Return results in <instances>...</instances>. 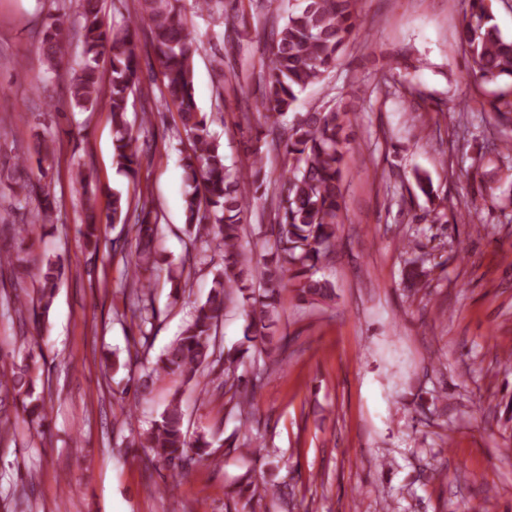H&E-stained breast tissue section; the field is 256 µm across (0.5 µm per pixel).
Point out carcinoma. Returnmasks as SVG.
<instances>
[{
  "instance_id": "cac0c4a2",
  "label": "carcinoma",
  "mask_w": 512,
  "mask_h": 512,
  "mask_svg": "<svg viewBox=\"0 0 512 512\" xmlns=\"http://www.w3.org/2000/svg\"><path fill=\"white\" fill-rule=\"evenodd\" d=\"M138 2L139 14L115 27L102 19L97 0H77L83 59L69 83V93L72 105L88 110L104 92H109L113 161L126 176L136 178L149 146L134 131L128 109L130 95L140 83L134 38L141 23L149 24L162 76L160 101L175 107L179 127L189 141V151L183 157L184 225L192 243L200 244L195 254L178 264H167L166 283L176 303L191 287L197 266L210 267L211 282L207 296L195 303L181 331L154 362L145 366L144 374L133 380V404L125 416L134 417L150 384L170 377L183 385L196 386L202 398L209 394V385H215V390L224 394L227 415L239 422L234 433L222 442L205 432L192 437L185 429L179 393H174L131 445L149 450L145 469L161 462L183 475L209 461L215 449L236 447L240 437L247 453H261V448L251 447V421L258 391L269 371L265 359L271 357L272 349L264 344L251 350L224 346L221 329L229 305L241 308L246 319L244 337L251 342L267 337L265 330L280 316L284 291L290 290L298 301L308 303L329 300L335 293L334 285L316 273L319 265L336 253L349 111L339 102L298 113L289 123L282 117L308 86L322 81L324 74L340 63L360 21L356 0H300L301 7L289 13L282 26L270 31L260 57L258 83L244 93L242 112L247 123L255 113L263 120L257 131V140L263 141V146L253 150L250 166L243 172L225 165L224 151L211 131V118L197 107L193 60L201 41L188 24L182 0ZM67 21L66 2L60 0L57 12L49 15L42 30V60L50 70L57 69L67 55ZM458 40L468 53L470 70L483 82L512 77V38L502 36L486 0H469V15ZM105 59L111 69L107 89L100 72V62ZM275 151L288 160L282 174L285 195L273 223L259 226L262 253L255 259L243 248L248 230L244 220L265 183L266 153ZM54 152L53 143L38 144L35 154L40 175H45L44 164ZM85 205L83 236L90 258L98 254L102 223L129 224L134 232V255L126 265L121 288L138 321L134 355L145 356L152 347V329L161 315L153 299V277L161 263L157 251L161 217L146 203L131 208L128 197L119 190L112 191L104 218L96 214L92 198H86ZM54 212L52 203L44 202L37 212L23 218L24 234H33L40 224L53 223ZM62 275V264L49 259L39 270L35 293L17 288L14 301L7 302L21 325L31 328L34 338L47 330ZM428 275L424 262L416 259L406 270L412 287L420 286ZM247 356L256 364L250 376L239 372ZM41 383L34 349L13 352L8 367L0 370V436L9 430L16 436L22 426L29 430L46 427L48 410L43 393L38 391ZM251 486L246 477L239 482V491H251L249 501L258 506L267 496L279 493L274 485L260 492Z\"/></svg>"
}]
</instances>
